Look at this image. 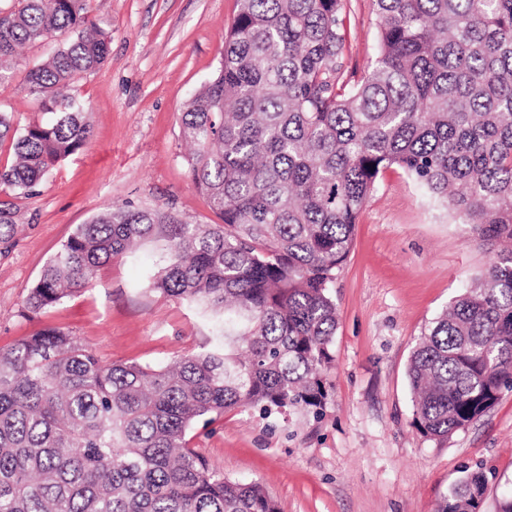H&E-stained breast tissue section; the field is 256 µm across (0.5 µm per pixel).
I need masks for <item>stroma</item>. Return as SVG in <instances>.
I'll return each mask as SVG.
<instances>
[{"mask_svg":"<svg viewBox=\"0 0 512 512\" xmlns=\"http://www.w3.org/2000/svg\"><path fill=\"white\" fill-rule=\"evenodd\" d=\"M347 70L374 56V0H346ZM111 35L107 61L82 81L91 137L20 198L0 242V347L60 328L103 363L159 365L207 346L212 320L144 285L157 244L101 268L86 287L38 315L24 301L73 232L110 206L159 207L194 224L218 218L192 181L181 135L186 102L217 70L238 0H91ZM17 128L44 121L23 74L0 84ZM472 241L402 170L381 172L333 288L339 320L329 398L317 416L234 410L198 431L192 448L225 477L260 484L279 512H435L464 470L491 477L480 512L512 493V391L448 442L413 424L406 375L424 328L487 266Z\"/></svg>","mask_w":512,"mask_h":512,"instance_id":"35a3bbf8","label":"stroma"}]
</instances>
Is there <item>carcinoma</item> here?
<instances>
[{"instance_id": "cac0c4a2", "label": "carcinoma", "mask_w": 512, "mask_h": 512, "mask_svg": "<svg viewBox=\"0 0 512 512\" xmlns=\"http://www.w3.org/2000/svg\"><path fill=\"white\" fill-rule=\"evenodd\" d=\"M0 6V82L17 49L60 40L27 72L46 122L0 111L25 197L90 136L71 93L106 60L90 0ZM375 57L344 68L345 0H239L220 66L186 104L189 170L218 224L111 206L73 234L25 300L38 314L99 268L161 241L146 287L214 319L209 345L173 364L102 363L71 333L0 348V512H279L224 477L190 431L235 409L316 413L326 403L333 287L379 174L397 167L494 259L421 332L407 364L413 421L445 442L512 390V0H375ZM14 203L0 201V241ZM488 477L466 470L437 512H479Z\"/></svg>"}]
</instances>
